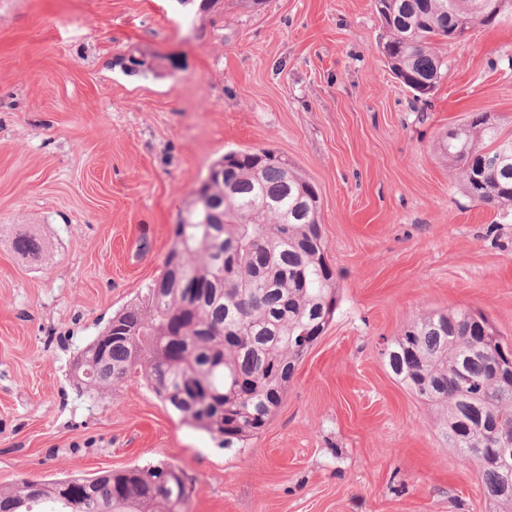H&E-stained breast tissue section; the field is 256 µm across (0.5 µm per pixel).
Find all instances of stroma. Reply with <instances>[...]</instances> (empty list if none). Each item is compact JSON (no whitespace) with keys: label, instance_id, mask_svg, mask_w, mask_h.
I'll return each instance as SVG.
<instances>
[{"label":"stroma","instance_id":"1","mask_svg":"<svg viewBox=\"0 0 512 512\" xmlns=\"http://www.w3.org/2000/svg\"><path fill=\"white\" fill-rule=\"evenodd\" d=\"M381 35L372 0H0V487L161 459L187 512H487L383 352L458 309L512 343V216L435 149L477 113L512 131V22L441 46L425 100ZM252 148L315 185L339 290L265 429L227 448L144 383L88 400L71 366L160 277L211 163ZM13 248L21 256L37 259L42 256L43 243L30 230L25 227L19 228L13 239Z\"/></svg>","mask_w":512,"mask_h":512}]
</instances>
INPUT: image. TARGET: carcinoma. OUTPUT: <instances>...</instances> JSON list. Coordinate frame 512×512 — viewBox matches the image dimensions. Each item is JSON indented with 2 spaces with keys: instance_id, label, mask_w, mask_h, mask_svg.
Wrapping results in <instances>:
<instances>
[{
  "instance_id": "obj_1",
  "label": "carcinoma",
  "mask_w": 512,
  "mask_h": 512,
  "mask_svg": "<svg viewBox=\"0 0 512 512\" xmlns=\"http://www.w3.org/2000/svg\"><path fill=\"white\" fill-rule=\"evenodd\" d=\"M386 32L381 53L418 99L445 76L438 46L467 22L512 20V0H373ZM437 151L469 196L512 210V133L498 116L477 114L448 128ZM158 280L112 317L73 366L90 399L131 381L226 448L258 435L285 396L295 366L333 320L334 273L325 255L320 199L296 166L265 148L224 154L208 169L174 228ZM13 248L37 259L43 243L19 228ZM200 286L185 304L179 280ZM498 344L460 309L414 319L385 350L395 378L435 413L448 447L473 460L488 512H512V477L483 456L512 440V387L492 379ZM465 373L463 389L449 378ZM166 462L52 481L24 478L0 489V512H181L187 495L156 482Z\"/></svg>"
}]
</instances>
